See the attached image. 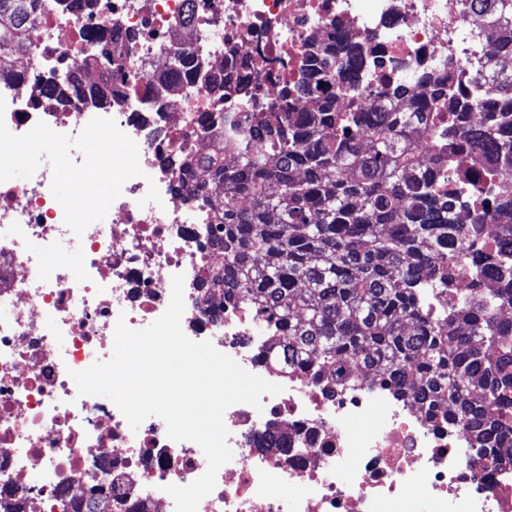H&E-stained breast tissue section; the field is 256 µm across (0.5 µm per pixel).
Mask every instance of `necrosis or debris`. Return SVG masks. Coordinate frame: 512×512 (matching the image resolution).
Masks as SVG:
<instances>
[{"mask_svg":"<svg viewBox=\"0 0 512 512\" xmlns=\"http://www.w3.org/2000/svg\"><path fill=\"white\" fill-rule=\"evenodd\" d=\"M29 39L24 66L0 53V141L68 144L81 171L83 141L140 150L101 209L59 207L53 164L19 181L0 162V512H76L93 486L101 512H175L168 486L204 474L197 443L171 440L155 416L131 428L72 377L110 357L118 321L140 330L160 318L178 273L183 332L282 387L261 408L226 410L233 457L197 512H401L409 497L424 512H512V465L474 454L467 420L431 419L367 379L331 393L310 368L262 363L273 325L204 284L223 263L208 230L224 213L200 203L185 167L211 151L209 129L248 126L236 83L274 98L328 50L356 51L357 77L295 111L352 100L372 111L386 79L417 94L441 91L448 72L468 84L495 57L471 0H98L89 16L43 0ZM174 59L177 74L158 79ZM103 67L116 94L98 106ZM451 147L465 224L475 196L499 199L503 181L486 176L478 144Z\"/></svg>","mask_w":512,"mask_h":512,"instance_id":"obj_1","label":"necrosis or debris"}]
</instances>
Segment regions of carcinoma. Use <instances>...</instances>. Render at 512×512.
<instances>
[{
	"label": "carcinoma",
	"instance_id": "1",
	"mask_svg": "<svg viewBox=\"0 0 512 512\" xmlns=\"http://www.w3.org/2000/svg\"><path fill=\"white\" fill-rule=\"evenodd\" d=\"M39 2L0 0V51L20 63ZM474 2L497 54L512 56V0ZM354 63L322 56L316 82L252 102L251 131L232 162L221 149L200 158L197 187L217 180L234 200L210 230L224 272L208 286L275 322L263 361L310 362L328 384L353 380L343 371L351 358L386 370L396 395L432 419L474 423L477 453L512 462V323L494 317L512 305V270L504 288H457L446 310L423 311L419 290L448 287L456 253L481 241L484 225L454 222L452 193L435 185L412 144L419 126L435 140L482 143L493 168L512 165V72L488 65L494 96L473 125H457L448 96L415 98L404 83H386L371 112H340L334 101L290 111L288 96H311ZM454 169L453 154L435 158L446 180ZM424 244L441 255L440 268L429 267Z\"/></svg>",
	"mask_w": 512,
	"mask_h": 512
}]
</instances>
